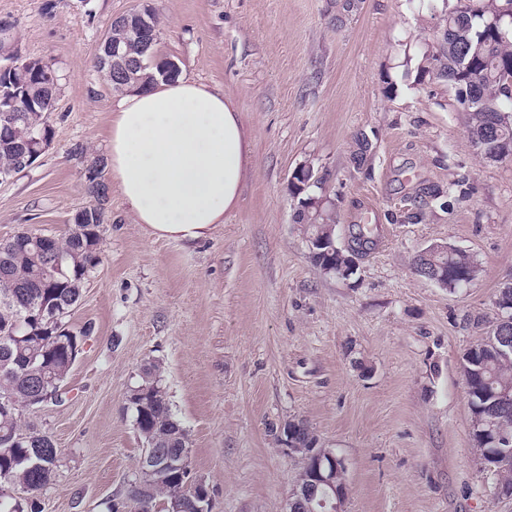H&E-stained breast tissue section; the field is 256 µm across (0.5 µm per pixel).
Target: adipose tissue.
<instances>
[{"label": "adipose tissue", "mask_w": 512, "mask_h": 512, "mask_svg": "<svg viewBox=\"0 0 512 512\" xmlns=\"http://www.w3.org/2000/svg\"><path fill=\"white\" fill-rule=\"evenodd\" d=\"M249 145L235 104L179 74L118 100L107 165L146 236L193 243L237 207Z\"/></svg>", "instance_id": "1"}]
</instances>
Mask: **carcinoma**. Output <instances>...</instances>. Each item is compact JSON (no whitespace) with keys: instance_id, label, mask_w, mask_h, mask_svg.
<instances>
[{"instance_id":"obj_1","label":"carcinoma","mask_w":512,"mask_h":512,"mask_svg":"<svg viewBox=\"0 0 512 512\" xmlns=\"http://www.w3.org/2000/svg\"><path fill=\"white\" fill-rule=\"evenodd\" d=\"M130 22L132 30L117 35L121 61L99 63L117 92L154 80L147 72V61L153 58L157 41H143L137 29L158 32L156 14L145 5L133 11ZM436 40V51L427 58L428 71L455 89L469 114V134L491 133L490 148L495 151L512 148V119L497 126L493 121L497 112L512 113V108H507L512 104V0H456L454 7L442 14ZM58 92L55 71L40 59L24 66L23 78L17 82L7 74L0 76V101H28L21 112H0V170L16 165L33 133L52 134L50 115ZM104 221L105 213L93 211L85 223L72 225L63 237L44 240L17 235L0 243V399L8 396L17 405L11 414L0 413V476L8 475L13 490L25 495L19 502L6 499L0 512L11 508L35 512L38 494L52 483L60 467L61 453L50 435L22 431V411L35 382L68 377L74 366L71 358L79 355L82 339L93 329L89 325L69 334L55 326L47 331L30 317L44 307L69 312L79 301L85 274L93 272L101 260ZM295 223L312 224L318 233L321 225L335 223V214L317 217L315 212L299 208ZM440 264L454 273L475 270L474 259L464 252L417 257L414 270L426 279ZM471 369L475 374L467 386L472 416L480 420L492 414L497 435L508 439L500 452L512 456V407H503L494 399L497 392H512V355L500 356L483 340L465 354L464 374ZM136 388L153 392L147 407L128 406L139 435L158 438L171 453L189 448L188 432L171 407L162 365L146 363ZM190 468L189 462L183 477L172 474L144 491L129 489L128 493L138 496L132 504L140 512H154L157 502L178 496L192 512L194 504L185 490Z\"/></svg>"}]
</instances>
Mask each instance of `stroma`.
I'll return each instance as SVG.
<instances>
[{"mask_svg": "<svg viewBox=\"0 0 512 512\" xmlns=\"http://www.w3.org/2000/svg\"><path fill=\"white\" fill-rule=\"evenodd\" d=\"M145 4L158 57L239 109L252 169L192 244L145 236L107 183L102 258L68 318L93 332L62 402L22 418L61 451L42 512L123 497L143 449L126 396L151 360L212 512H285L298 462L272 430L295 418L344 458L346 512H512L474 446L463 370L512 279V159L477 154L454 89L423 72L443 0H362L341 20L336 0H0L19 53L59 78L49 148L0 182V241L64 234L89 204L71 150L106 156L119 98L95 60L113 18ZM304 164L326 179L315 195L339 246L377 227L349 277L309 259L290 183ZM435 244L466 251L478 277L451 291L416 275Z\"/></svg>", "mask_w": 512, "mask_h": 512, "instance_id": "obj_1", "label": "stroma"}]
</instances>
